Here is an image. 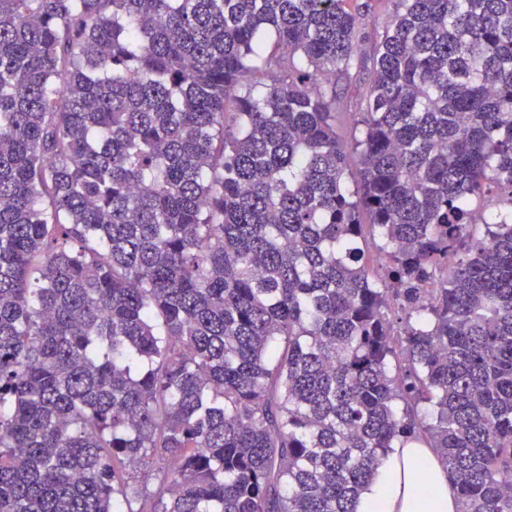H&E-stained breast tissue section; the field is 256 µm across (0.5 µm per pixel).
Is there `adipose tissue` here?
<instances>
[{
    "instance_id": "1",
    "label": "adipose tissue",
    "mask_w": 512,
    "mask_h": 512,
    "mask_svg": "<svg viewBox=\"0 0 512 512\" xmlns=\"http://www.w3.org/2000/svg\"><path fill=\"white\" fill-rule=\"evenodd\" d=\"M458 501L434 449H394L378 466L357 512H457Z\"/></svg>"
}]
</instances>
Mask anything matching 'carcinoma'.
<instances>
[{"label": "carcinoma", "instance_id": "obj_1", "mask_svg": "<svg viewBox=\"0 0 512 512\" xmlns=\"http://www.w3.org/2000/svg\"><path fill=\"white\" fill-rule=\"evenodd\" d=\"M390 2L0 0V512H356L417 444L512 512V0ZM351 3L352 6L368 3V8L363 7L362 13L365 14L366 20L370 21L369 25L366 27V31L369 32H372V21L375 20L379 25H382L389 19L393 12V5L388 0H356Z\"/></svg>", "mask_w": 512, "mask_h": 512}]
</instances>
